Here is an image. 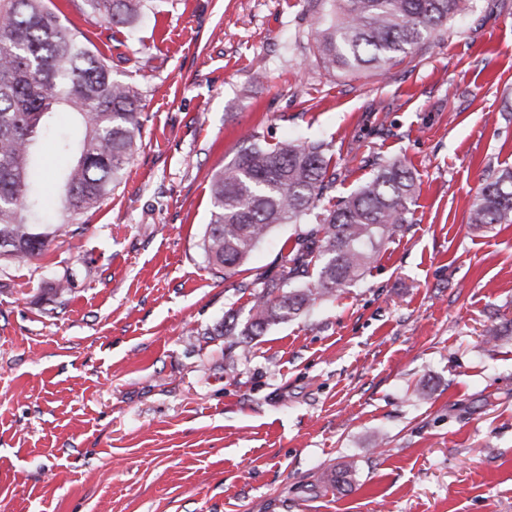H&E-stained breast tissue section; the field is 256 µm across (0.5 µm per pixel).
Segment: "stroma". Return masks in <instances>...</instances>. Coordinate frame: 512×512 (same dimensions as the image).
I'll return each mask as SVG.
<instances>
[{"label":"stroma","mask_w":512,"mask_h":512,"mask_svg":"<svg viewBox=\"0 0 512 512\" xmlns=\"http://www.w3.org/2000/svg\"><path fill=\"white\" fill-rule=\"evenodd\" d=\"M320 8L154 0L124 30L112 68L148 117L126 182L0 263V512H512V339L484 336L512 319V224L468 222L512 168V0H468L384 74L318 65ZM250 134L327 143L337 200L395 162L416 182L362 279L256 336L242 281L285 276L301 225L244 277L202 249ZM41 151L60 224L66 160Z\"/></svg>","instance_id":"35a3bbf8"}]
</instances>
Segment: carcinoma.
<instances>
[{
  "label": "carcinoma",
  "mask_w": 512,
  "mask_h": 512,
  "mask_svg": "<svg viewBox=\"0 0 512 512\" xmlns=\"http://www.w3.org/2000/svg\"><path fill=\"white\" fill-rule=\"evenodd\" d=\"M152 0H80L78 12L128 27ZM312 37L326 70L383 72L402 61L467 0H320ZM51 0H0V262L45 251L61 225L39 213L33 178L35 149L45 138L74 156L62 176L60 206L72 235L120 185L142 144L144 121L137 85L119 78L112 58L82 31L59 21ZM72 114L82 127L73 141L55 133L53 118ZM323 142L266 144L243 140L213 177L210 219L202 247L211 270L237 274L268 233L280 224L313 223L297 234L278 283L253 294L250 329L296 316L361 278L377 247L410 223L415 183L401 165L383 166L358 190L328 209L318 203L336 182ZM476 226L512 223V169L488 174L469 213ZM70 275L58 278L52 297L66 301Z\"/></svg>",
  "instance_id": "cac0c4a2"
}]
</instances>
